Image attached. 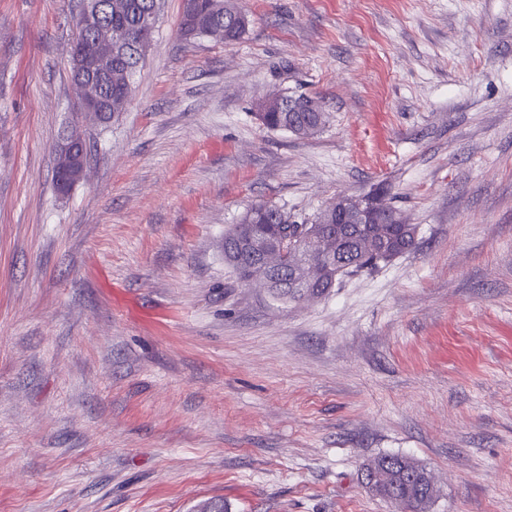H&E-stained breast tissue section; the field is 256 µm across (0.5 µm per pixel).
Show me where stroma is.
Listing matches in <instances>:
<instances>
[{"label":"stroma","mask_w":512,"mask_h":512,"mask_svg":"<svg viewBox=\"0 0 512 512\" xmlns=\"http://www.w3.org/2000/svg\"><path fill=\"white\" fill-rule=\"evenodd\" d=\"M180 35L162 0L125 112L80 123L82 0H0V512H401L365 464L434 478L427 512H512V0H241ZM273 93L329 121L266 128ZM374 194L414 249L283 302L224 232ZM189 1L191 0L183 2L185 10L180 23V34L183 38L205 35L207 29L215 23L223 24L224 28L213 25L208 35L220 38L224 35V42H236L245 34L248 19L239 9L236 0H193L192 8L187 10ZM87 148L88 145L80 127L75 125L67 131L58 150L56 168L68 178L72 188L87 175L88 159L85 158Z\"/></svg>","instance_id":"obj_1"}]
</instances>
